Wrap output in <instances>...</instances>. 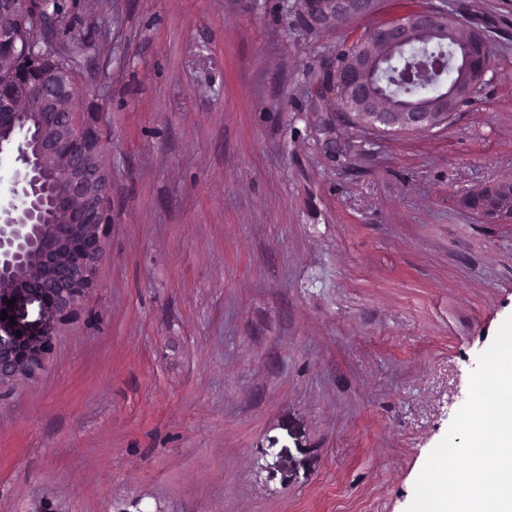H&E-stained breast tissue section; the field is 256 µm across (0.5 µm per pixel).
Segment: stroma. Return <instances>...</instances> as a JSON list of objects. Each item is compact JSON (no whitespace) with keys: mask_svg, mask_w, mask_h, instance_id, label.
I'll return each mask as SVG.
<instances>
[{"mask_svg":"<svg viewBox=\"0 0 512 512\" xmlns=\"http://www.w3.org/2000/svg\"><path fill=\"white\" fill-rule=\"evenodd\" d=\"M297 0H80L103 133L94 288L0 389V512H406L512 315V0L426 6L494 59L446 125H349L319 89L343 31Z\"/></svg>","mask_w":512,"mask_h":512,"instance_id":"35a3bbf8","label":"stroma"}]
</instances>
